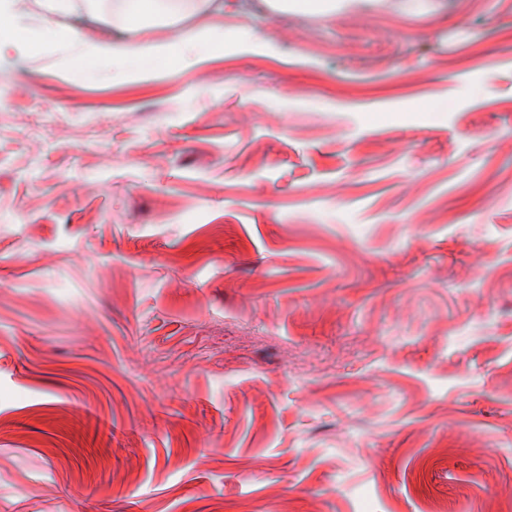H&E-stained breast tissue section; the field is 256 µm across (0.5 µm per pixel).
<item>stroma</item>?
I'll return each instance as SVG.
<instances>
[{
	"label": "stroma",
	"instance_id": "obj_1",
	"mask_svg": "<svg viewBox=\"0 0 512 512\" xmlns=\"http://www.w3.org/2000/svg\"><path fill=\"white\" fill-rule=\"evenodd\" d=\"M192 67L0 48V512H512V0H260Z\"/></svg>",
	"mask_w": 512,
	"mask_h": 512
}]
</instances>
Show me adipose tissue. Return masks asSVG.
<instances>
[{"label": "adipose tissue", "instance_id": "1", "mask_svg": "<svg viewBox=\"0 0 512 512\" xmlns=\"http://www.w3.org/2000/svg\"><path fill=\"white\" fill-rule=\"evenodd\" d=\"M184 0H113L112 14L124 27L133 28L149 17H172L181 11ZM68 41L75 49V57L86 66L94 67L105 60L124 62L136 68L151 66L154 62L177 58L186 65L203 63L224 51V35L213 31L195 42L179 47L168 44H116L83 33L71 32Z\"/></svg>", "mask_w": 512, "mask_h": 512}]
</instances>
